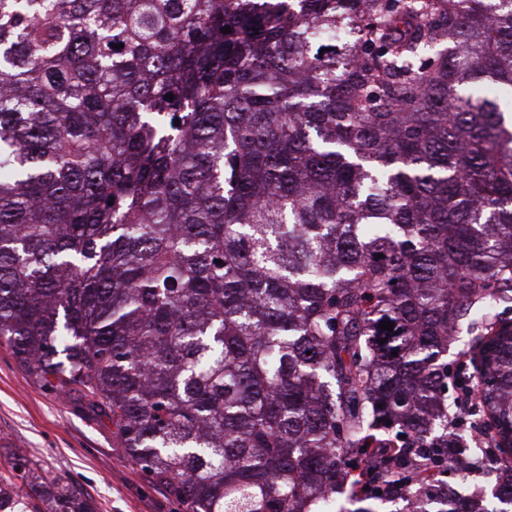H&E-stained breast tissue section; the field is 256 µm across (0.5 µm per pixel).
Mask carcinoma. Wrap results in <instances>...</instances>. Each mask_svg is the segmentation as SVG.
Returning a JSON list of instances; mask_svg holds the SVG:
<instances>
[{
    "mask_svg": "<svg viewBox=\"0 0 512 512\" xmlns=\"http://www.w3.org/2000/svg\"><path fill=\"white\" fill-rule=\"evenodd\" d=\"M494 88L512 0H0V345L182 512H507ZM465 319L485 448L448 442ZM465 460L501 507L438 481ZM0 512L96 508L19 459ZM474 337L466 331V324L460 327V333L456 336L455 342L448 350V364L452 363L453 370L458 364L467 363L469 371L473 372V367L470 364L471 353L466 352L469 350Z\"/></svg>",
    "mask_w": 512,
    "mask_h": 512,
    "instance_id": "1",
    "label": "carcinoma"
}]
</instances>
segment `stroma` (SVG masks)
I'll return each instance as SVG.
<instances>
[{"instance_id":"1","label":"stroma","mask_w":512,"mask_h":512,"mask_svg":"<svg viewBox=\"0 0 512 512\" xmlns=\"http://www.w3.org/2000/svg\"><path fill=\"white\" fill-rule=\"evenodd\" d=\"M15 456L77 487L97 512H177L117 447L110 419L79 397L45 391L0 345V468Z\"/></svg>"}]
</instances>
